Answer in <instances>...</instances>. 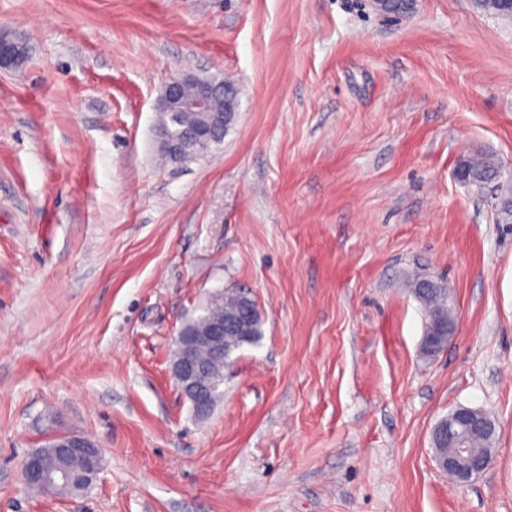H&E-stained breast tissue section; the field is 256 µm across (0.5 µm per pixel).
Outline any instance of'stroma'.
Returning <instances> with one entry per match:
<instances>
[{
    "label": "stroma",
    "mask_w": 512,
    "mask_h": 512,
    "mask_svg": "<svg viewBox=\"0 0 512 512\" xmlns=\"http://www.w3.org/2000/svg\"><path fill=\"white\" fill-rule=\"evenodd\" d=\"M28 53L0 70V512H512V20L477 0H0ZM228 79L221 145L160 166L154 104ZM480 154L481 193L455 174ZM443 280L456 332L421 350L407 281ZM251 293L211 415L173 338ZM488 411L491 466L441 472L434 425ZM93 440L88 493L22 462ZM468 177L466 184L479 189L481 182L497 173V167L490 161L479 156H471L466 159ZM497 177L484 180L481 190L493 192L497 188ZM56 439L59 440V444L57 446L59 454H80L86 459L93 461L94 465L88 469L85 474L79 476L69 474L66 471L77 474L83 473L87 468V460L80 456L58 457L55 454L53 441H48L44 446H41L40 448H33L30 451L46 456L53 466L62 468L66 471L53 468L45 457L29 452L24 457L23 462V471L27 483L31 485L48 481L61 483H83L86 481L92 484L103 470L102 454L98 445L88 438L75 435L62 434L58 435ZM31 487L41 492L52 493L59 496L75 495L87 492L90 489L86 485L72 487L60 486L51 483L31 485Z\"/></svg>",
    "instance_id": "1"
}]
</instances>
